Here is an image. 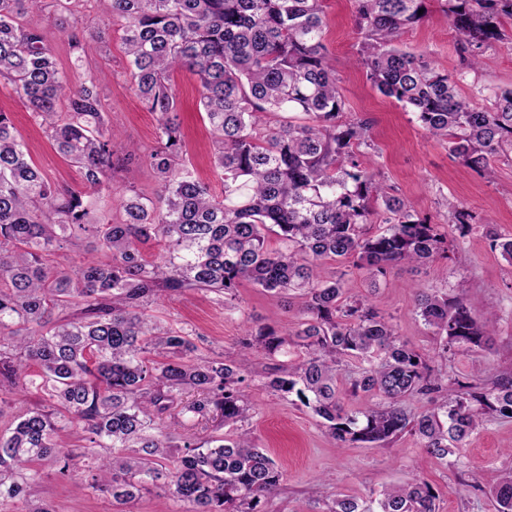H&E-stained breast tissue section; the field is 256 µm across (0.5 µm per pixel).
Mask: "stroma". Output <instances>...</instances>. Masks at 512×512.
Here are the masks:
<instances>
[{
	"instance_id": "35a3bbf8",
	"label": "stroma",
	"mask_w": 512,
	"mask_h": 512,
	"mask_svg": "<svg viewBox=\"0 0 512 512\" xmlns=\"http://www.w3.org/2000/svg\"><path fill=\"white\" fill-rule=\"evenodd\" d=\"M427 14L402 36L405 46L422 50L438 69L447 71L462 93L473 96L487 88L512 89V21H505L506 41L486 50L478 67H470L458 49L442 0H427ZM329 31L328 55L336 69L347 113L370 119L376 156L371 172L376 180L400 197L418 217L447 225L448 203L456 201L471 216L467 235L450 231L448 252L428 266L400 264L384 277L370 279L339 262H327L326 271L344 273L349 295H368L382 314L390 316L399 337L419 352L434 349L433 336L415 314L421 290L433 288L455 295L459 282H466L468 305L478 313L498 318L491 351L456 348L447 361L435 366L447 375L474 384L489 382L492 371L512 370V263L492 248L484 235L485 225L512 237V148L491 160L492 174L471 171L453 157L447 144L432 137L415 113L394 99L382 96L365 77L356 61L360 41L354 0H325ZM82 22L89 27L106 26L110 38L107 54L94 57L89 69L108 71L97 88L106 105L115 144L137 143L150 147L156 117L148 112L132 90L121 45L122 25L110 19L108 0H86ZM173 84L182 119L184 153L196 176L214 191L222 184L214 166L213 136L199 103V81L187 70L176 71ZM8 113L25 145L28 156L50 179L74 188L82 175L69 159L59 154L43 130L12 90L0 81V112ZM152 193L158 188L152 170L140 160H130L116 177L114 189L100 205L102 218H118L127 186ZM301 300L276 299L250 283H242L235 298L215 293L187 291L163 296L151 308L153 315L189 333L201 356L236 354L245 325L270 324L293 329ZM270 362L253 354L242 365L250 388L253 415L247 423L257 443L278 464L283 478L268 504V512H322L326 498L341 494L359 499L377 496L385 487L418 476L439 496L440 512H495L488 482L491 477L512 472V419L485 418L456 455L446 459L430 456L421 440L404 434L382 446L355 444L338 447L320 420L296 396L281 397L264 385ZM55 463L37 468L27 490L28 499L46 505L50 512H181L179 502L143 494L120 504L109 495L82 487V472L64 477Z\"/></svg>"
}]
</instances>
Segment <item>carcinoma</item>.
Segmentation results:
<instances>
[{"label":"carcinoma","mask_w":512,"mask_h":512,"mask_svg":"<svg viewBox=\"0 0 512 512\" xmlns=\"http://www.w3.org/2000/svg\"><path fill=\"white\" fill-rule=\"evenodd\" d=\"M84 0H0V79L40 121L57 152L81 170L83 188L50 180L34 165L9 115L0 112V386L43 395L44 404L0 426V505L24 498L31 465L79 470L86 454L62 451L64 432L95 448L91 487L128 502L153 487L182 512H267L282 472L255 439L177 434L174 411L220 424L251 417L241 364L203 357L183 331L146 317L164 294L199 290L235 296L248 281L275 298H305L297 328L247 325L240 347L282 363L265 387L292 393L323 420L339 445L381 444L410 433L445 458L463 447L482 416L512 419V376L475 391L435 369L430 356L400 339L361 296L346 295V272L326 275L323 261L346 260L370 278L395 264L425 265L444 251L438 225L411 213L368 171L371 122L350 118L324 44V0H110L134 92L157 114L154 145L141 159L160 188H127L118 220L95 217L124 160L94 76L80 83L57 67L42 28L26 21L54 8L55 25L81 67L107 52L102 32H77ZM427 0H355L360 63L382 95L417 114L427 133L448 143L467 167L489 172L490 156L512 145V90L489 107L462 96L457 82L401 35L422 19ZM459 43L478 63L504 39L512 0H444ZM200 81V105L224 184L217 199L183 158L180 112L170 73ZM301 112L306 121L273 127L269 115ZM381 228L371 231L370 225ZM275 234L283 249L268 245ZM512 263V239L487 230ZM92 239L73 271L59 251ZM154 241V261L140 246ZM417 316L435 336L434 356L456 347L487 348L493 319L472 311L464 288L450 298L418 295ZM430 397L412 414L404 401ZM369 396L362 410L345 397ZM496 512H512V473L494 479ZM326 512H439L431 487L413 477L359 502L336 496Z\"/></svg>","instance_id":"cac0c4a2"}]
</instances>
